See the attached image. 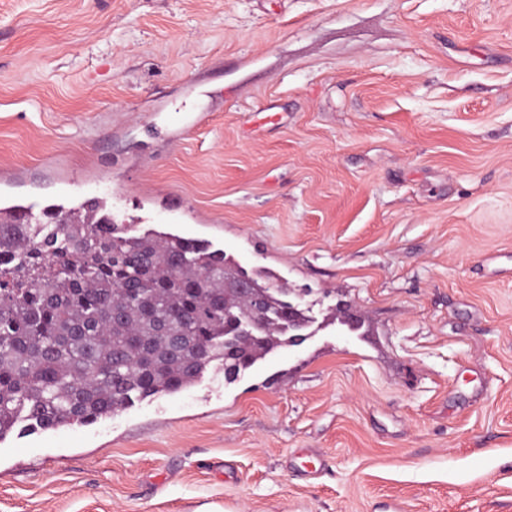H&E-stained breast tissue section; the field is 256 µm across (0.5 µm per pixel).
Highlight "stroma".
Here are the masks:
<instances>
[{
	"label": "stroma",
	"mask_w": 512,
	"mask_h": 512,
	"mask_svg": "<svg viewBox=\"0 0 512 512\" xmlns=\"http://www.w3.org/2000/svg\"><path fill=\"white\" fill-rule=\"evenodd\" d=\"M94 197L315 332L10 434L0 512H512V0H0V204Z\"/></svg>",
	"instance_id": "1"
}]
</instances>
